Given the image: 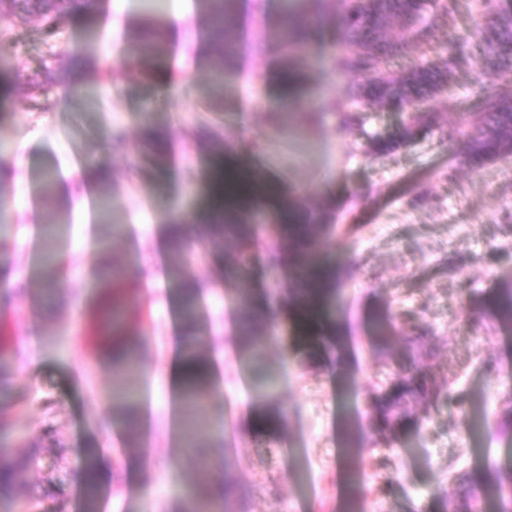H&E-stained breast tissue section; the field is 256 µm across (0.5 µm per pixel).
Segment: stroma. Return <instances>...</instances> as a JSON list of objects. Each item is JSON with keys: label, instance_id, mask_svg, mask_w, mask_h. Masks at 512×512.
<instances>
[{"label": "stroma", "instance_id": "1", "mask_svg": "<svg viewBox=\"0 0 512 512\" xmlns=\"http://www.w3.org/2000/svg\"><path fill=\"white\" fill-rule=\"evenodd\" d=\"M147 2L99 0L95 18L68 15L49 38L36 26L0 21V38L13 43L0 61V146L37 142L25 151L18 178L0 180V212L13 222L0 236V263L18 269L22 281L8 293V309H0V448L24 474L0 498V512H82L84 462L95 452L112 458L101 512H179L183 494L227 476L236 492L224 512H448L452 478L493 470L512 451L494 427L512 412V329L495 317L497 294L512 281V156L471 170L453 161L457 146L440 139L461 113L479 107L473 57L457 60L447 90L430 100V129L373 155L368 139L391 136L407 115L378 108L341 123L336 103L356 80L337 78L325 64L340 49L337 33L316 31L297 56L305 104L282 112L280 122L272 121L270 103L278 65L255 51L222 88L224 110L215 114L203 53L206 0H163L166 10L190 15L183 51L162 50L156 77L119 78L136 53L126 27ZM78 55L100 65L109 93L93 108L78 93L54 100L50 111L32 109L28 79L61 84ZM182 63L189 73L181 94L167 97L163 80ZM314 111L324 113L323 124L308 122ZM149 122L167 130L169 147L147 165L138 142ZM202 122L216 133L204 146L191 135ZM116 129L121 138L113 137ZM223 153L255 183L284 184L303 205L335 202L334 230L314 243L319 256L338 264L342 288L332 308L318 306L305 318L286 304L287 275L265 253L288 250L287 236L258 232L263 256L242 280L226 273L239 242L223 225L190 226L189 239L205 235L208 246L189 267L161 248L164 226L182 207L206 205L209 173ZM99 160L111 177L93 183L87 172ZM49 170L59 183L75 178L77 197L44 190ZM104 197L125 218L114 236L98 219ZM52 223L68 228L57 240L61 265L42 259L41 230ZM105 236L125 274L141 261L163 278L140 298L139 319L125 330L138 369L162 371L179 353L184 322L176 292L187 282L199 289L197 354L216 373L208 474L181 451L178 400L164 383L142 378L144 419L134 428L109 421L117 403L113 371L93 329L105 276L91 260ZM243 281L257 305L279 297L280 340H266L263 318L238 309ZM377 314L394 325L383 350L372 341ZM327 319L346 326L342 343L324 334ZM423 327L430 331L424 352L412 342ZM401 374L425 378L441 396L413 403V425L382 445L368 404ZM265 375L276 390L263 400L258 383ZM246 409L282 423L241 432ZM146 454L152 468L131 473Z\"/></svg>", "mask_w": 512, "mask_h": 512}]
</instances>
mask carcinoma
<instances>
[{
	"label": "carcinoma",
	"mask_w": 512,
	"mask_h": 512,
	"mask_svg": "<svg viewBox=\"0 0 512 512\" xmlns=\"http://www.w3.org/2000/svg\"><path fill=\"white\" fill-rule=\"evenodd\" d=\"M209 4L208 64L215 84L224 85V79L237 73V57L241 55L243 33L236 15V0H207ZM293 6L279 23V37L272 44L262 45L264 53L280 63L278 76L298 82L300 76L292 66L294 50L303 47L311 30L330 21L321 10L322 0H291ZM341 43L339 54L331 58L332 70L338 76L360 75L353 95L338 103L337 111L343 119H349L350 106L359 110L388 108L409 113L407 125L392 139L373 138L370 149L374 153L392 148L412 139L424 130L428 103L441 88L448 84L450 65L459 57L478 51L477 68L473 82L481 90L480 108L476 112H465L456 128L442 133L445 138L462 144L463 150L456 157L461 163L478 167L512 154V99L501 97L490 91L492 82L512 73V10L501 7L496 0H476L481 21L470 25L458 23L452 10L439 6L438 0H341ZM71 9V0H0V16L8 21L23 22L32 14L53 19L64 17ZM401 20L402 34L396 39L386 36V28L393 19ZM445 26H440V23ZM165 34V22L159 15H148L128 30V37L140 44L141 53L136 64L127 70H136L141 76L151 75L155 55L160 51ZM448 47V57L429 66L416 64L397 73H388L389 63L407 58L415 50H434L437 46ZM30 89L38 93L39 99L33 107L46 111L51 106L50 87L33 81ZM291 224L281 225V230L290 238L296 251L288 259L272 252L269 262L288 270L295 286L296 302L302 314L309 312V304L324 291H336V283L320 280L316 267L320 260L310 256L308 246L321 225L334 219L332 210L321 206L306 208L291 204ZM225 231L236 235L240 243L238 268L245 273L251 266L258 248L257 238L249 225L241 222L238 213L229 214ZM110 294L112 299L97 308L96 328L102 335L117 332L121 325L130 321V311L137 301L138 292L134 284L115 276ZM496 313L501 324L512 327V281L500 289L495 302ZM185 322H195L198 311V293L190 287L183 288L180 306ZM210 386L207 378L193 374L187 379L183 396L184 403L199 415H205V398ZM429 388L421 380L404 379L388 394L375 399L371 405L375 437L385 440L400 425L409 420L404 404L411 398L425 396ZM117 396L122 401L125 417L135 413L137 395L125 384L118 386ZM209 438L208 423L190 421V431L185 434L188 450H193ZM458 481L469 484L460 500L448 502L450 512L481 510V495L490 497V506L495 512H512V461L495 468L491 483L474 482L470 476H461Z\"/></svg>",
	"instance_id": "cac0c4a2"
}]
</instances>
